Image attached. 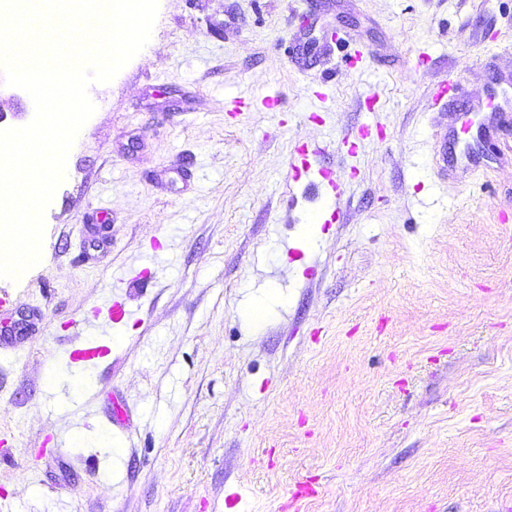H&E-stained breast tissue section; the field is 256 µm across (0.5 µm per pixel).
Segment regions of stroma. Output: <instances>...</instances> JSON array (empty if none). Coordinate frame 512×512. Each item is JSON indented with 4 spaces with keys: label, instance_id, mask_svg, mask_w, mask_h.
I'll return each mask as SVG.
<instances>
[{
    "label": "stroma",
    "instance_id": "stroma-1",
    "mask_svg": "<svg viewBox=\"0 0 512 512\" xmlns=\"http://www.w3.org/2000/svg\"><path fill=\"white\" fill-rule=\"evenodd\" d=\"M448 70L472 92L512 74V0H159L149 43L89 87L40 263L0 279L33 326L0 345V512H281L302 481L299 512H512V158L439 180L426 101ZM371 86L381 111L358 106ZM257 95L285 111L224 109ZM298 143L324 148L341 223L289 179ZM114 297L110 354L71 362L67 322ZM87 402L100 418L46 451Z\"/></svg>",
    "mask_w": 512,
    "mask_h": 512
}]
</instances>
